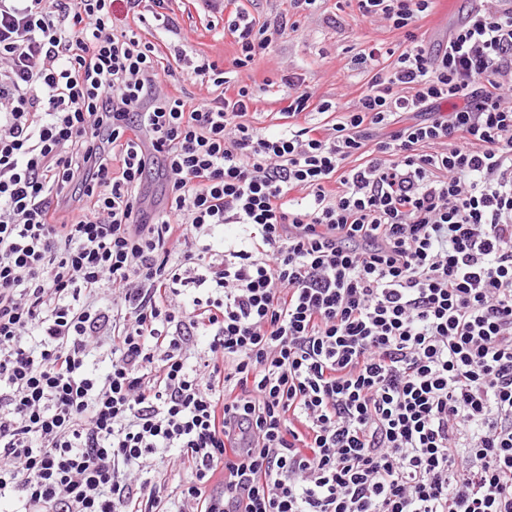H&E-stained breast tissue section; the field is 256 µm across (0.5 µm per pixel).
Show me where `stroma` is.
I'll list each match as a JSON object with an SVG mask.
<instances>
[{
	"label": "stroma",
	"instance_id": "obj_1",
	"mask_svg": "<svg viewBox=\"0 0 512 512\" xmlns=\"http://www.w3.org/2000/svg\"><path fill=\"white\" fill-rule=\"evenodd\" d=\"M182 34L188 35L187 52L206 53L218 60H231L235 48L230 41L214 40L205 33L206 19L197 11L177 16ZM403 33L389 30L380 22H369L337 0H321L318 9L301 17L298 30L278 35L270 51L251 73L256 81L279 80L284 70L305 75L320 96L342 103L354 100L366 86L367 76L355 64L360 49L373 43L402 45Z\"/></svg>",
	"mask_w": 512,
	"mask_h": 512
}]
</instances>
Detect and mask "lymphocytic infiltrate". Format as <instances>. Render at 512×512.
Returning a JSON list of instances; mask_svg holds the SVG:
<instances>
[{
  "label": "lymphocytic infiltrate",
  "instance_id": "lymphocytic-infiltrate-1",
  "mask_svg": "<svg viewBox=\"0 0 512 512\" xmlns=\"http://www.w3.org/2000/svg\"><path fill=\"white\" fill-rule=\"evenodd\" d=\"M435 2L354 0L406 47L351 106L266 81L265 131L289 17L207 23L224 66L184 0H0L10 512H512V0L429 50ZM188 10L182 14L181 12L177 13V22L178 26L181 29V36L183 34H187L189 36L188 42L179 41L177 37H173V41L180 46L183 44L188 53H206L211 56L213 59L226 60V65H229V61L232 59L235 53V47L231 44L230 39H226L224 41H215L211 34L206 33L203 28L207 23L204 15L201 13H197L195 8L192 5H187ZM188 11L190 13H188ZM198 29L197 33L194 34L190 30ZM203 33V36L199 34ZM274 95L271 93L260 94L259 101L254 105L256 114H254V124L257 127L273 129V124L281 123L282 120H277L278 115L275 112L279 109V104L275 103Z\"/></svg>",
  "mask_w": 512,
  "mask_h": 512
}]
</instances>
